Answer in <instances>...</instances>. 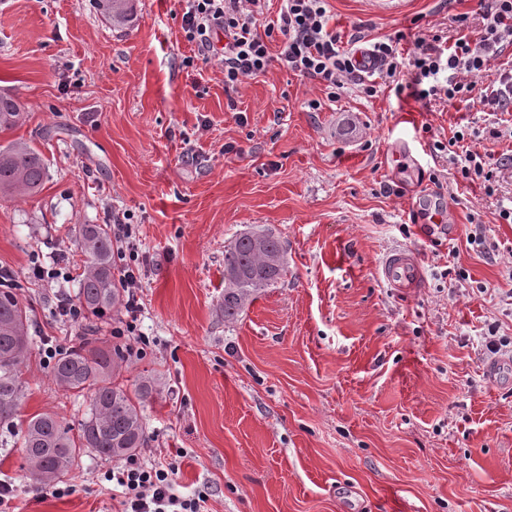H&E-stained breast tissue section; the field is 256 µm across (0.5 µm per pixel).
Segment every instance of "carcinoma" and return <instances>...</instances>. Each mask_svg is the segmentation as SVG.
Segmentation results:
<instances>
[{
  "mask_svg": "<svg viewBox=\"0 0 512 512\" xmlns=\"http://www.w3.org/2000/svg\"><path fill=\"white\" fill-rule=\"evenodd\" d=\"M100 10L115 24L128 21L132 0H98ZM22 120L20 104L0 94V132L15 129ZM47 162L21 142L0 146V196L20 197L37 192L47 178ZM84 255L77 302L88 326L122 305L125 290L115 272L112 237L104 224L74 225ZM285 248L279 237L266 232L257 245L241 234L224 250V318L236 319L257 294L275 286L286 273ZM29 310L10 288L0 289V426H9L25 395L22 366L31 354ZM126 362L119 346L98 345L95 336H82L58 357L51 368L55 385L65 391L88 393V404L77 428L56 416L30 417L21 430L29 477L50 486L67 474L85 453L123 460L146 444L141 399L149 394L145 382L134 390L116 382Z\"/></svg>",
  "mask_w": 512,
  "mask_h": 512,
  "instance_id": "carcinoma-1",
  "label": "carcinoma"
}]
</instances>
